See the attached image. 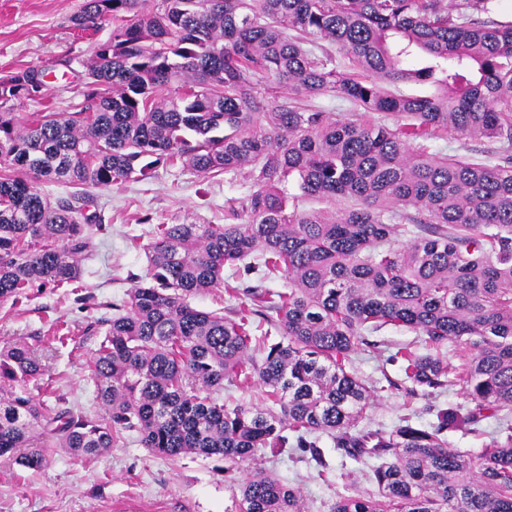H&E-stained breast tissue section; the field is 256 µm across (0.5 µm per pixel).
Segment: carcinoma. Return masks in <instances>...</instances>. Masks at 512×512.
I'll return each instance as SVG.
<instances>
[{
  "mask_svg": "<svg viewBox=\"0 0 512 512\" xmlns=\"http://www.w3.org/2000/svg\"><path fill=\"white\" fill-rule=\"evenodd\" d=\"M493 2L84 0L74 27L110 32L84 64L83 106L0 112V302L81 282L102 224L88 193L53 200L38 181L101 188L180 167L243 174L250 189L225 199L222 224L157 226L147 273L98 321L96 414L36 399L41 357L25 341L0 348V457L42 469L58 448L94 459L135 434L158 456L245 472L239 512H305L298 488L253 462L308 448L325 473L326 436L377 461V492L328 512H512V20L485 18ZM45 77L1 78L0 105L40 99ZM274 87L288 96L266 101ZM336 93L384 121L310 103ZM448 133L497 143L499 163L430 154ZM309 197L325 207L303 209ZM239 264L258 284L235 316L190 304ZM272 275L283 289L263 286ZM250 313L279 340L257 344ZM387 325L421 345L393 355L410 393L459 384L469 405L363 424L384 387L353 357ZM226 384L260 385L265 405L227 404L213 395ZM491 418L479 454L449 447L448 433L481 435Z\"/></svg>",
  "mask_w": 512,
  "mask_h": 512,
  "instance_id": "1",
  "label": "carcinoma"
}]
</instances>
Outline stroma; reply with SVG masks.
<instances>
[{"label": "stroma", "mask_w": 512, "mask_h": 512, "mask_svg": "<svg viewBox=\"0 0 512 512\" xmlns=\"http://www.w3.org/2000/svg\"><path fill=\"white\" fill-rule=\"evenodd\" d=\"M83 0H0V77L23 67L48 69L46 89L37 102H9L22 118L43 112H73L84 98L82 62L108 28L74 29L72 16ZM249 189L244 177L234 183L209 180L179 169H162L147 182L127 181L91 191L90 211L100 213L101 229L93 233L95 254L84 263L80 287L30 289L16 305H0V344L24 340L44 356L51 383L36 396L62 408L93 407L90 358L100 338L98 317L109 304L124 298L132 283L128 273L145 274L144 247L157 225L189 221L220 224L224 198ZM225 285L192 297L197 308L231 314L238 300L235 290L254 285V276L225 273ZM378 352L356 356L355 365L366 377L390 378L392 387L378 393L369 412L370 426H388L417 413L427 420V406L466 404L461 387L431 396L409 395L399 365L390 356L398 347L414 343L404 329L378 334ZM331 469L319 475L308 450L293 448L275 457L263 454L260 467L300 488L307 512H327L340 495H353L367 486L365 465L336 452L322 439ZM237 488L224 475V462L185 455L159 457L130 437L99 459L77 460L58 451L45 469L32 470L0 458V512H237Z\"/></svg>", "instance_id": "stroma-1"}]
</instances>
